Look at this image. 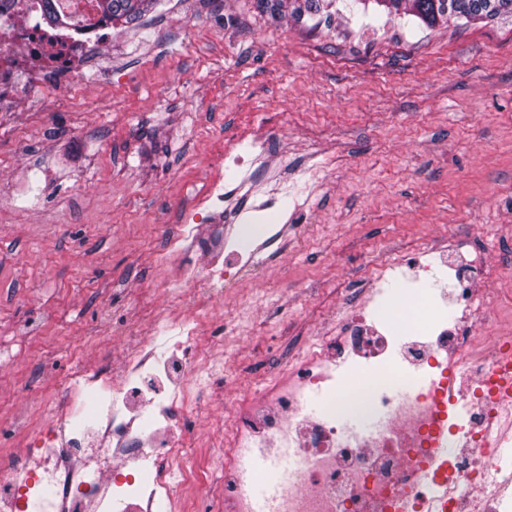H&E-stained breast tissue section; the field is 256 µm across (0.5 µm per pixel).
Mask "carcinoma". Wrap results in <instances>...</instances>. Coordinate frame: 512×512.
Segmentation results:
<instances>
[{
  "label": "carcinoma",
  "instance_id": "1",
  "mask_svg": "<svg viewBox=\"0 0 512 512\" xmlns=\"http://www.w3.org/2000/svg\"><path fill=\"white\" fill-rule=\"evenodd\" d=\"M102 17L129 24L148 12L156 0H96ZM333 0H254L256 8L275 18L289 16L299 21L317 15ZM363 13L377 8L389 15H412L427 26L445 24L451 19L491 21L512 17V0H360Z\"/></svg>",
  "mask_w": 512,
  "mask_h": 512
}]
</instances>
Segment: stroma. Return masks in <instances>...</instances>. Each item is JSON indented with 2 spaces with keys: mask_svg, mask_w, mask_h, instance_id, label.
<instances>
[{
  "mask_svg": "<svg viewBox=\"0 0 512 512\" xmlns=\"http://www.w3.org/2000/svg\"><path fill=\"white\" fill-rule=\"evenodd\" d=\"M272 21L253 0H158L112 27L89 53L79 89L30 83L0 107V453L66 400L97 355L113 365L146 335L170 353L165 318L198 314V340L232 326L234 375L205 404L223 421L234 392L284 365L318 332L337 335L368 269L454 238L497 260L512 239V19L433 27L363 12ZM264 138L287 166L252 171L233 213L196 217L168 253L186 203L224 172L226 143ZM282 205L261 209L266 194ZM250 241L262 276L244 274L223 303L197 313L177 297L180 261L197 258L210 224ZM288 230V249H264ZM379 302L449 310L448 277L396 266Z\"/></svg>",
  "mask_w": 512,
  "mask_h": 512,
  "instance_id": "obj_1",
  "label": "stroma"
}]
</instances>
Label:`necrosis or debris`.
I'll use <instances>...</instances> for the list:
<instances>
[{"label": "necrosis or debris", "mask_w": 512, "mask_h": 512, "mask_svg": "<svg viewBox=\"0 0 512 512\" xmlns=\"http://www.w3.org/2000/svg\"><path fill=\"white\" fill-rule=\"evenodd\" d=\"M70 32L48 46L51 32L40 0H0V90L21 93L23 80L8 57L24 52L40 61L47 49L58 58L44 74L49 86L77 83L84 53L110 32L107 21L87 24L71 17ZM224 227L212 225L206 262L180 268L182 282L210 299L253 268L220 263ZM448 284L460 296L458 314L409 313L414 340L409 356L425 382L408 381L398 392L387 385L402 343L384 307L363 301L351 306L337 336H314L288 365L255 389L240 392L226 425L217 426L212 454L219 480L198 476L195 443L183 436L201 404L188 399L190 381L224 374L216 357L200 358L196 329L171 321L176 333L177 374L150 398L151 419L132 411L123 381L105 363L75 375V385L94 393L90 420L43 430L20 458L0 456V512H192L210 500L215 512H512V411L493 402L491 371L512 354V336L494 334L501 317L484 298L486 284L501 275L481 251L448 262ZM378 369L376 378L337 383L342 364ZM325 389L326 406L309 411L312 391ZM376 412L371 430L349 429L341 414ZM461 442L453 454L434 445L436 436ZM288 454L293 466L257 504L258 474L246 473L255 453Z\"/></svg>", "instance_id": "obj_1"}]
</instances>
